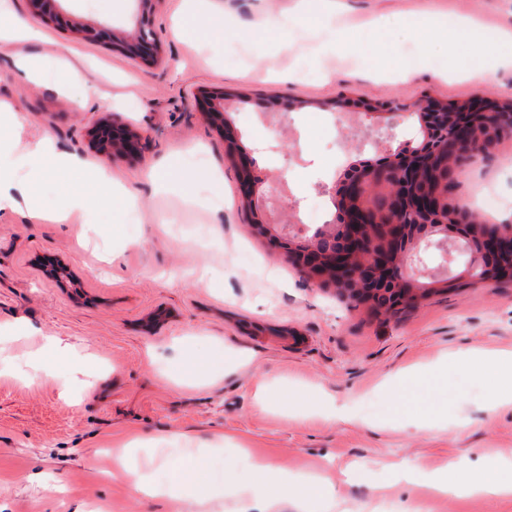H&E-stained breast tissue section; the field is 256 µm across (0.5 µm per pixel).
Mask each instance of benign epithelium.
Returning <instances> with one entry per match:
<instances>
[{
    "mask_svg": "<svg viewBox=\"0 0 512 512\" xmlns=\"http://www.w3.org/2000/svg\"><path fill=\"white\" fill-rule=\"evenodd\" d=\"M40 17L60 23V0H29ZM154 37L141 19L136 43L131 52L150 58ZM383 125L387 138L380 142L373 157L352 163L341 181L332 185L318 180L314 190L338 198L337 225L312 237L302 228L286 234L280 246L297 265L303 277L318 287L333 284L338 294L351 305L365 303L375 313L390 309L386 289L402 295L411 303L426 293L462 282L491 286L512 280V225H485L475 237L465 224H401L393 214L405 210L416 217L417 207L432 206L429 199L414 200L425 177V164L431 152L443 153L448 161L475 163L487 150L476 140L473 129L464 122L440 132L433 141V119L440 112H478L488 116L487 132L491 140L512 138V103L486 98H469L454 104L426 106L421 102L387 100L378 104H355ZM205 113L224 125L227 141L235 147L234 161L242 173L241 186L250 198H265L275 189L271 176L255 173L247 159V150L232 130L229 106L213 100ZM419 124L421 139L392 147L395 130ZM92 145L102 157L112 160L136 150L137 139L126 119L118 112L91 131ZM425 243L438 257L435 270L423 274L418 265L407 260L408 253Z\"/></svg>",
    "mask_w": 512,
    "mask_h": 512,
    "instance_id": "1",
    "label": "benign epithelium"
}]
</instances>
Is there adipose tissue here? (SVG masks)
Returning <instances> with one entry per match:
<instances>
[{
  "label": "adipose tissue",
  "mask_w": 512,
  "mask_h": 512,
  "mask_svg": "<svg viewBox=\"0 0 512 512\" xmlns=\"http://www.w3.org/2000/svg\"><path fill=\"white\" fill-rule=\"evenodd\" d=\"M430 30L449 49H456L462 41L468 43L473 55L479 59L478 65L472 69L473 76L478 78L492 76L501 54L512 50V33L486 29L468 18L451 19L441 14L431 21ZM2 125L12 128L13 136L0 142V211L18 208L19 196L26 193L35 181L57 169L67 170L93 185L92 192L66 197L64 208L71 212H92L100 193L117 186V179L104 165H92L79 156L55 152L49 139H27L25 121L16 108L0 102ZM454 361L476 374L494 369L500 378V387L494 395L495 403H512V353L465 352L455 356ZM396 473L401 481H421L439 493L512 495V465L497 459L464 465L453 476L444 471L424 476L412 466L397 467Z\"/></svg>",
  "instance_id": "1"
}]
</instances>
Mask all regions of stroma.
Masks as SVG:
<instances>
[{
  "label": "stroma",
  "instance_id": "35a3bbf8",
  "mask_svg": "<svg viewBox=\"0 0 512 512\" xmlns=\"http://www.w3.org/2000/svg\"><path fill=\"white\" fill-rule=\"evenodd\" d=\"M214 2L206 36L192 0H68L84 26L131 32L148 17L159 51L149 64L11 0L39 35L0 42V100L22 110L29 136L92 159L90 130L123 113L140 147L108 168L140 210L134 223L106 200L63 224L0 214V512H194L195 488L176 486V464L163 462L173 444L177 464L207 458L222 495L214 512H249L259 494L295 512L282 488L255 485L254 459L325 478L345 512H512V497L437 496L391 472L512 461V404L488 407L494 378L450 362L512 351V283L454 288L377 317L308 283L271 240L293 224L309 235L330 224L334 201L313 179L340 180L377 136L360 114L323 103L512 101V56L488 80L451 77L447 47L423 28L443 13L512 29V0ZM21 52L100 62L109 75L64 94L53 71L24 85ZM206 93L228 99L258 171L281 173L274 207L247 203L223 133L200 111ZM271 140L268 157L260 146ZM199 170L219 171L223 186L190 184ZM486 183L485 221L512 223V139L468 167L449 199L472 201ZM52 339L68 352L46 351ZM429 366L434 382L387 385L396 370ZM261 383L270 398L258 399ZM134 447L135 470L169 493L114 475Z\"/></svg>",
  "mask_w": 512,
  "mask_h": 512
}]
</instances>
